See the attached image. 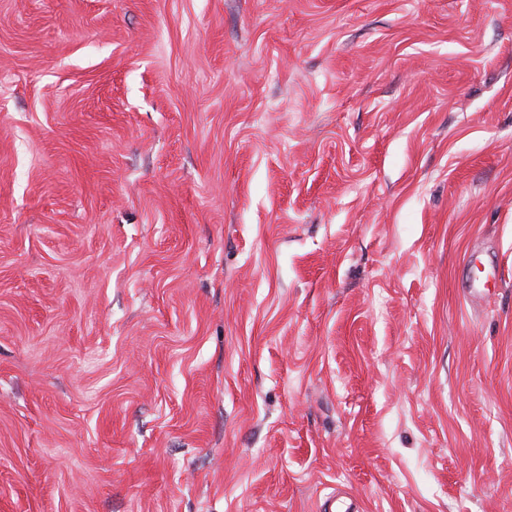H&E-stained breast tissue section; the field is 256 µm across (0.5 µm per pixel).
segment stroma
<instances>
[{
  "label": "stroma",
  "mask_w": 512,
  "mask_h": 512,
  "mask_svg": "<svg viewBox=\"0 0 512 512\" xmlns=\"http://www.w3.org/2000/svg\"><path fill=\"white\" fill-rule=\"evenodd\" d=\"M333 494L512 512V0H0V512Z\"/></svg>",
  "instance_id": "35a3bbf8"
}]
</instances>
